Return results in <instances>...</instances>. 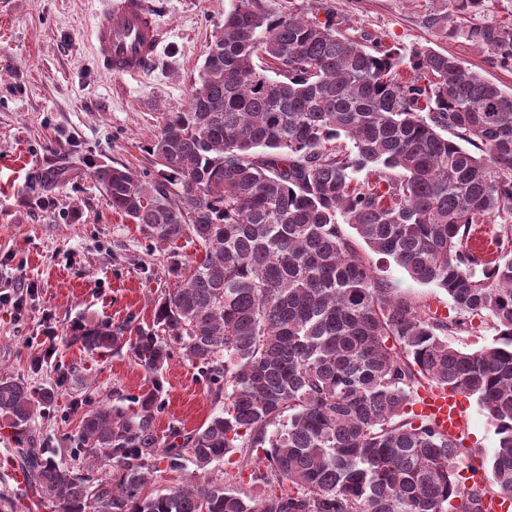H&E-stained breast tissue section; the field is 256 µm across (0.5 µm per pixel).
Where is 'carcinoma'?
Here are the masks:
<instances>
[{"label":"carcinoma","mask_w":512,"mask_h":512,"mask_svg":"<svg viewBox=\"0 0 512 512\" xmlns=\"http://www.w3.org/2000/svg\"><path fill=\"white\" fill-rule=\"evenodd\" d=\"M485 2L448 0L422 24L512 68V24L469 21ZM261 53L276 76L254 62ZM148 153L153 175L104 164L93 176L171 257L175 286L158 296L153 328L82 317L67 342L130 352L152 388L120 404L76 399L66 415L58 388L76 365L53 387L1 375L0 418L28 483L0 491V512L20 497L48 512H488L512 497L511 93L453 55L405 57L343 35L334 15L235 0L186 108L161 113ZM495 217L498 256L486 263L469 229ZM347 226L444 290L453 312L393 288ZM182 240L197 246L192 265L176 259ZM484 328L494 335L479 349L448 342ZM176 354L219 411L161 435L160 378ZM426 388L487 412L490 459L415 412ZM37 414L76 424L53 443L33 429ZM232 455L259 496L212 473ZM190 460L185 482L147 491Z\"/></svg>","instance_id":"carcinoma-1"}]
</instances>
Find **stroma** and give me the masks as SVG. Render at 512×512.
<instances>
[{"label":"stroma","instance_id":"obj_1","mask_svg":"<svg viewBox=\"0 0 512 512\" xmlns=\"http://www.w3.org/2000/svg\"><path fill=\"white\" fill-rule=\"evenodd\" d=\"M170 36L140 81L102 74L90 47L91 20L107 0H0V374L54 384L58 366L81 364V378L58 403L137 395L151 374L129 354L89 356L66 343L80 315L152 327L154 302L168 285L166 257L148 254L136 224L113 211L93 178L101 164L153 173L146 149L161 113L184 108L213 32L234 0H151ZM274 14L342 18L345 35L381 38L402 52H447L512 92L504 69L471 43L427 29L422 17L448 0H264ZM393 287L450 311L442 289L415 282L392 260L369 253ZM38 373H31L34 360ZM165 411L158 429L201 426L215 412L191 362L162 373ZM466 447L492 454L495 427L475 399L465 401Z\"/></svg>","mask_w":512,"mask_h":512}]
</instances>
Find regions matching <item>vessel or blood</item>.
<instances>
[{"mask_svg":"<svg viewBox=\"0 0 512 512\" xmlns=\"http://www.w3.org/2000/svg\"><path fill=\"white\" fill-rule=\"evenodd\" d=\"M99 68L122 79H140L169 36L150 0H109L95 16L92 29ZM420 409L448 433L462 431L465 409L460 395L436 391L425 394Z\"/></svg>","mask_w":512,"mask_h":512,"instance_id":"1","label":"vessel or blood"}]
</instances>
